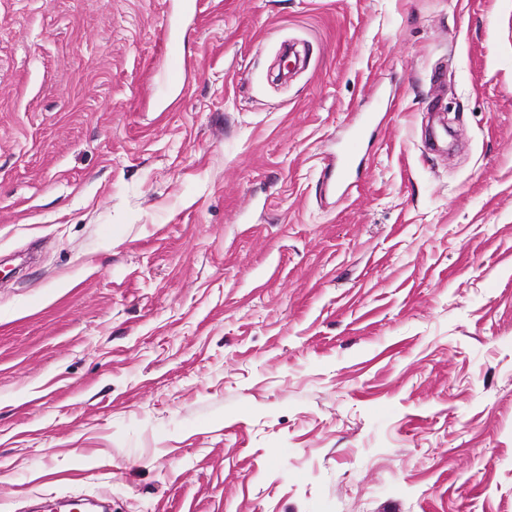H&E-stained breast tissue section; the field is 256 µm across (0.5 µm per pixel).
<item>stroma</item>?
Here are the masks:
<instances>
[{"label": "stroma", "instance_id": "35a3bbf8", "mask_svg": "<svg viewBox=\"0 0 512 512\" xmlns=\"http://www.w3.org/2000/svg\"><path fill=\"white\" fill-rule=\"evenodd\" d=\"M180 2L0 0V512H512V0ZM386 115L380 112L362 113L360 122L353 128L352 134L347 142L336 153V162L328 164L325 178L328 191L336 196H348L359 176L364 158L361 157L363 138L367 136L368 130L377 128Z\"/></svg>", "mask_w": 512, "mask_h": 512}]
</instances>
